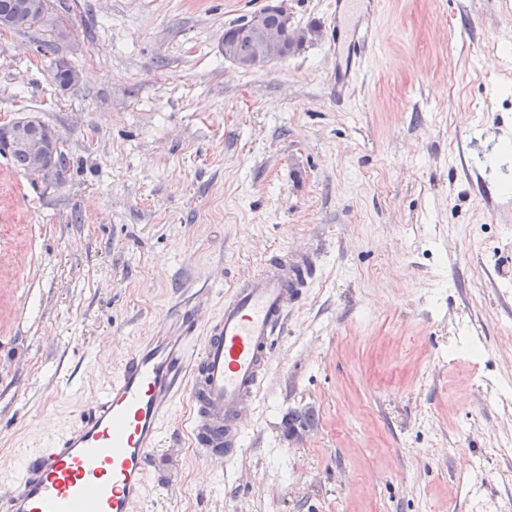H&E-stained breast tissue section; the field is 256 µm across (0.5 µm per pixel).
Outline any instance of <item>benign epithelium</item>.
<instances>
[{
    "mask_svg": "<svg viewBox=\"0 0 512 512\" xmlns=\"http://www.w3.org/2000/svg\"><path fill=\"white\" fill-rule=\"evenodd\" d=\"M268 11L276 12L281 19V26L267 27L263 23L264 14L252 16L246 23L243 33L257 39L258 52L237 65L244 69H261L270 62L286 56L288 48L285 39L296 43L304 42L308 33L296 28L288 11L283 7H268ZM43 122L36 116H28L19 121L0 127V152L10 153L15 150L26 152L31 160L34 171L44 175L56 173L57 158L54 146L42 134Z\"/></svg>",
    "mask_w": 512,
    "mask_h": 512,
    "instance_id": "1",
    "label": "benign epithelium"
}]
</instances>
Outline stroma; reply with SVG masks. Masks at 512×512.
<instances>
[{"mask_svg":"<svg viewBox=\"0 0 512 512\" xmlns=\"http://www.w3.org/2000/svg\"><path fill=\"white\" fill-rule=\"evenodd\" d=\"M276 4L320 36L262 69L225 59V30ZM56 9L65 39L0 29V125L37 116L68 157L56 177L0 155V482L187 293L210 290L211 316L287 247L319 272L243 453L202 462L176 402L137 512L512 503V0H384L343 105L336 31L355 19L336 0ZM307 408L312 434L289 440Z\"/></svg>","mask_w":512,"mask_h":512,"instance_id":"35a3bbf8","label":"stroma"}]
</instances>
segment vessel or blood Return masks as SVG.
<instances>
[{
	"label": "vessel or blood",
	"instance_id": "obj_1",
	"mask_svg": "<svg viewBox=\"0 0 512 512\" xmlns=\"http://www.w3.org/2000/svg\"><path fill=\"white\" fill-rule=\"evenodd\" d=\"M360 18L344 44L345 99L373 46L382 0H336ZM316 252L281 249L236 279L216 314L201 320L209 294L186 297L169 335L127 353L93 401L63 430H51L20 473L0 488V512H135L150 481L151 455L168 430L176 401L192 408L195 448L224 465L241 451L245 422L285 333L288 314L312 282Z\"/></svg>",
	"mask_w": 512,
	"mask_h": 512
}]
</instances>
